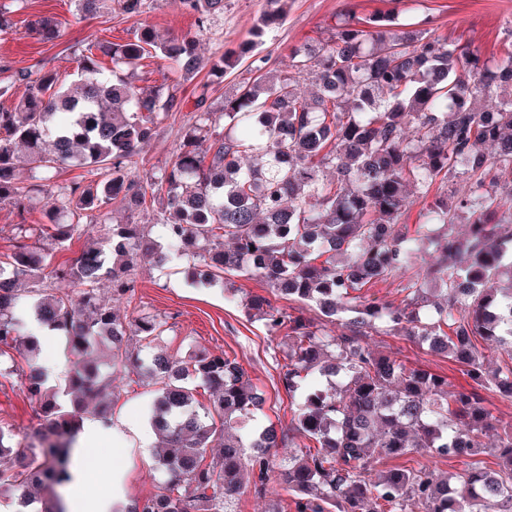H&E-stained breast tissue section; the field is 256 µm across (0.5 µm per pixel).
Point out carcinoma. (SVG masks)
Instances as JSON below:
<instances>
[{
  "label": "carcinoma",
  "instance_id": "1",
  "mask_svg": "<svg viewBox=\"0 0 512 512\" xmlns=\"http://www.w3.org/2000/svg\"><path fill=\"white\" fill-rule=\"evenodd\" d=\"M113 1L131 17L150 8L149 0H75L76 14H97ZM265 2L250 39L208 59L198 56L196 35L161 40L144 24L122 43L77 48L69 85L52 70L34 79L15 74L26 92L15 107L0 109V204L29 213L63 165L88 167L96 179L56 186L44 223L17 225L14 250L0 261V358L39 351L33 321L82 354L109 338L112 358L155 387L150 425L164 447L157 464L167 480L128 512H232L245 489L266 491L271 449L282 442L272 425L236 433L262 409L263 392L237 358L205 349L187 360L157 353L145 367L129 341L152 346L163 323L148 313L117 319L97 289L109 278L114 299L133 292L130 272L143 255L161 271L186 258L193 283L260 277L274 294L313 304L336 324L317 326L265 297L245 301L269 335L288 338V392L315 372L327 377L293 408L299 443L279 480L295 512H512V431L496 434L490 447L482 441L494 429L482 391L512 400V365L488 369L473 342L489 340L512 360V289L505 295L496 281L512 226L492 220H512V48L490 63L471 46L411 30L390 13L349 10L336 19L331 42L293 48L288 69L270 77L257 49L286 18L287 0ZM176 3L200 32L224 14V0ZM25 4L0 0V32L16 26ZM27 29L42 41L61 36L52 16L29 20ZM155 57L184 80L205 69L221 79L247 59L258 76L224 99L221 112L206 105L203 85L171 162L142 175L135 157L155 120L182 105L179 81L136 84L140 62ZM478 97L497 99L496 109L478 110ZM459 167L469 192L450 202L442 191L422 208L417 233L439 237L441 250L435 264L411 274L402 222L409 193L428 198ZM148 192L161 201L153 216L159 240L140 224L110 219V206L135 210ZM461 213L469 218L464 239L453 234ZM46 224L59 248L84 224H102L105 233L100 246L50 271L69 280L72 292L37 289L24 301L19 285L46 277L47 254L28 243ZM399 275L406 280L399 303L366 295ZM424 310L433 323H422ZM378 324L458 363L470 388L450 393L441 376L377 354L363 337ZM22 380L39 406L44 445L32 452L0 427V458H27L0 469V499L13 497L27 512H66L57 487L70 481L86 405L112 387V376L89 359L54 388L29 361ZM199 383L210 392L200 412L192 409ZM62 395L71 396L70 408ZM215 442L222 451L208 463ZM413 453L470 462L458 485L426 464L369 478L377 461ZM482 455L493 456L496 468L484 466Z\"/></svg>",
  "mask_w": 512,
  "mask_h": 512
}]
</instances>
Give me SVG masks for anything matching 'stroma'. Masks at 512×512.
I'll list each match as a JSON object with an SVG mask.
<instances>
[{
	"label": "stroma",
	"mask_w": 512,
	"mask_h": 512,
	"mask_svg": "<svg viewBox=\"0 0 512 512\" xmlns=\"http://www.w3.org/2000/svg\"><path fill=\"white\" fill-rule=\"evenodd\" d=\"M264 7V0H224L223 15L201 32L200 55L207 57L219 49L237 48L248 39L251 22ZM349 9L361 16L390 11L398 13L400 21L426 23L432 35L472 45L490 61L499 59L512 47V0H291L285 21L263 38L260 51L268 55L269 68L287 69L290 50L295 46L330 41L336 15ZM74 11L72 0H29L16 27L0 33V83L11 81L14 72L34 71L42 66L54 70L62 82H70L77 67L74 51L78 46L90 40L106 44L124 41L141 20L164 38L196 30L194 18L181 13L174 0H152L147 13L139 19L127 17L115 6L77 22ZM35 15H51L61 21V37L44 42L29 32L25 21ZM254 77V72L244 65L214 81L203 71L182 83L181 94L190 103L201 85H208L211 105L219 111L225 99L234 97L241 85ZM189 118V112L183 111L157 119L151 141L140 152L141 172H154L168 165ZM132 278V295L117 303L112 300L111 282H102L101 300L113 303L123 318L144 312L165 321L166 331L159 345L174 357L185 360L198 349L237 356L253 384L265 394L266 402L255 415L256 425L273 423L281 430L289 428L292 405L300 396L288 392L282 383L287 344L282 338L268 336L263 321L248 317L243 306L251 295L271 297L264 280L233 277L213 286L194 285L186 281L178 267L163 274L146 259L134 268ZM365 342L375 352L394 357L408 367L445 377L449 390H459L470 383L457 363L431 354L417 340L377 330L370 332ZM96 356L102 372L112 377V388L101 396V403L109 406L113 418L125 419L143 434L141 440L127 448L118 464L128 474L130 496L148 497L165 480L153 462L156 438L148 414L151 389L127 370L112 367L108 345H101ZM0 426L20 437L35 434L37 405L15 375L0 377Z\"/></svg>",
	"instance_id": "stroma-1"
}]
</instances>
